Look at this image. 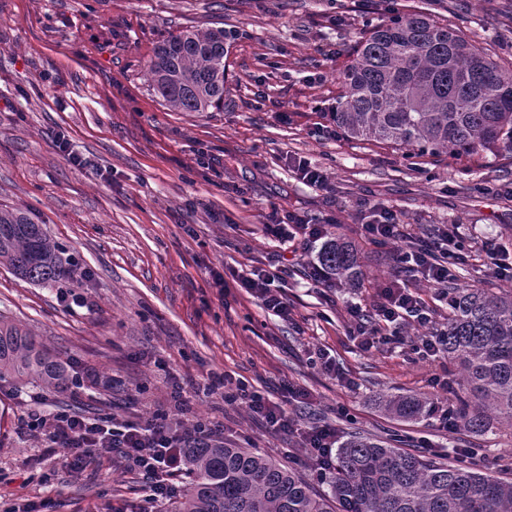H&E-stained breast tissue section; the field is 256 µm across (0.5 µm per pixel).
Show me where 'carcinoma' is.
<instances>
[{
    "label": "carcinoma",
    "mask_w": 512,
    "mask_h": 512,
    "mask_svg": "<svg viewBox=\"0 0 512 512\" xmlns=\"http://www.w3.org/2000/svg\"><path fill=\"white\" fill-rule=\"evenodd\" d=\"M233 33L185 27L153 50L151 86L174 112H208L224 104V57ZM344 93L330 114L349 139L375 141L419 156L512 152V68L429 13L412 10L371 27L342 73ZM318 263L332 280L362 276L355 247L324 242ZM0 265L51 286L70 269L43 228L21 209L0 206ZM448 360L461 374L457 410L464 429L484 435L512 427V289L448 285ZM62 390L64 364L29 334L0 326V380ZM405 420L429 415L422 394L383 399ZM186 493L168 512H512V480L445 464L379 438L354 435L336 449L329 493L262 454L212 444L191 448Z\"/></svg>",
    "instance_id": "1"
}]
</instances>
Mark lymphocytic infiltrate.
Wrapping results in <instances>:
<instances>
[{
    "mask_svg": "<svg viewBox=\"0 0 512 512\" xmlns=\"http://www.w3.org/2000/svg\"><path fill=\"white\" fill-rule=\"evenodd\" d=\"M264 231L280 240L301 236L313 243L327 234L324 225L310 223L304 214L297 211L283 214L272 211ZM361 233L375 243H406V250L399 256L400 264L406 271L422 275L430 286L439 291L447 287L455 267L472 252L484 257L497 275L512 277V262L496 242L466 239L455 224L443 225L438 228L435 238L421 240L408 232L392 208L374 205L361 224ZM239 282L247 294L264 308L283 319H290L291 304L287 295L275 287L274 273L254 267L240 275ZM348 313L356 321L360 347L366 351L400 341L398 327L403 322L412 321L424 326L432 321L431 312L416 289L399 278L378 288L371 310H363L354 304L349 306ZM204 387L212 393L223 392L225 402L245 404L251 413L264 417L276 430L297 433L303 447L310 450V465L321 473L331 470L332 450L338 442L335 426L324 423L302 427L290 411L292 404L307 400L305 390L285 387L281 400L274 402L245 381L232 379L224 373L208 374ZM29 428L42 434L55 449L78 450L85 454L99 450L120 453L150 479L149 498L153 501L172 496V480L184 470L189 440L205 441L217 434L210 422L202 420L194 423L186 433L176 434L162 417L143 425L131 422L118 424L109 420L90 423L65 412L36 418Z\"/></svg>",
    "mask_w": 512,
    "mask_h": 512,
    "instance_id": "obj_1",
    "label": "lymphocytic infiltrate"
}]
</instances>
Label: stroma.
<instances>
[{
  "label": "stroma",
  "mask_w": 512,
  "mask_h": 512,
  "mask_svg": "<svg viewBox=\"0 0 512 512\" xmlns=\"http://www.w3.org/2000/svg\"><path fill=\"white\" fill-rule=\"evenodd\" d=\"M417 8L512 65V0H0V204L27 211L77 260L55 286L0 266V322L100 377L61 394L0 382V512L46 500L54 512H163L117 454L93 452L76 472L64 452H47L26 423L60 411L139 424L164 413L180 432L217 422L225 446L271 457L326 491L299 439L245 405L191 393L176 409L174 384L210 371L275 401L284 385L305 389L300 424H334L340 439L394 436L443 463L469 448L472 463L512 476V428L475 438L433 416L405 422L381 409L379 397L417 393L447 406L434 384L457 377L447 356L365 352L351 333L348 306L370 308L400 273V243L361 235L366 207H391L421 239L457 224L512 253V158L408 159L321 129L359 37L391 10ZM186 26L236 33L223 111L172 112L152 90L155 46ZM292 157L324 171L326 186L297 180ZM276 208L301 210L354 244L359 285L314 283L319 244L267 236ZM255 266L281 275L291 319L240 288L236 274ZM322 353L335 371L322 370Z\"/></svg>",
  "instance_id": "35a3bbf8"
}]
</instances>
